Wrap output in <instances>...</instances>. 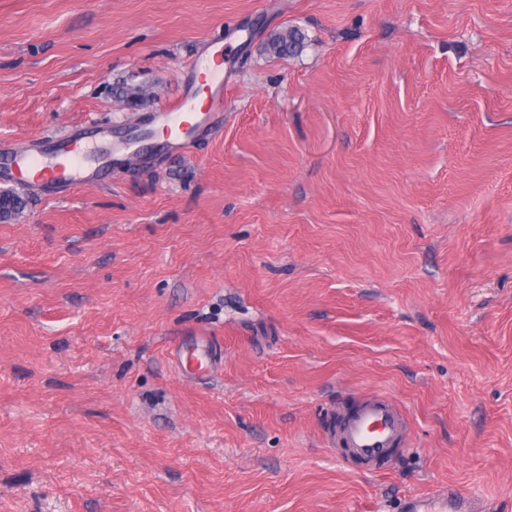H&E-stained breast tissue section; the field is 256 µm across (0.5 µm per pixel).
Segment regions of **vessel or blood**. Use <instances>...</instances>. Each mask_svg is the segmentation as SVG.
Here are the masks:
<instances>
[{
    "mask_svg": "<svg viewBox=\"0 0 512 512\" xmlns=\"http://www.w3.org/2000/svg\"><path fill=\"white\" fill-rule=\"evenodd\" d=\"M205 102H198L193 86H186L171 105L156 112L145 125L119 129L92 125L46 140L39 148L0 146V181L36 178L47 187L64 191L101 181L109 163L128 162L145 151L163 147L188 150L192 142L219 118L224 110L223 72L203 74ZM405 418L387 397L370 394L328 431V444L369 464L387 458L404 440ZM402 512H485L484 507L460 489L444 495L432 492L406 498Z\"/></svg>",
    "mask_w": 512,
    "mask_h": 512,
    "instance_id": "1",
    "label": "vessel or blood"
}]
</instances>
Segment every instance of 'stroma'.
I'll use <instances>...</instances> for the list:
<instances>
[{
	"label": "stroma",
	"instance_id": "obj_1",
	"mask_svg": "<svg viewBox=\"0 0 512 512\" xmlns=\"http://www.w3.org/2000/svg\"><path fill=\"white\" fill-rule=\"evenodd\" d=\"M217 39L192 152L0 221V512H512V0H0V144L141 120ZM368 391L377 471L324 436ZM305 36L297 29H288L271 35L267 49L278 56H287L303 47ZM402 512H485V505L479 504L456 487H448L444 497L433 491L406 498Z\"/></svg>",
	"mask_w": 512,
	"mask_h": 512
}]
</instances>
